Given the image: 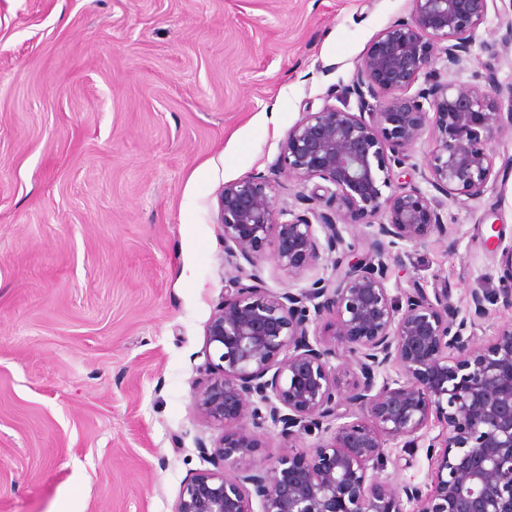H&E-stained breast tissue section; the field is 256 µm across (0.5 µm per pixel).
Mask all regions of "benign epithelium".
<instances>
[{"instance_id": "7a95c632", "label": "benign epithelium", "mask_w": 512, "mask_h": 512, "mask_svg": "<svg viewBox=\"0 0 512 512\" xmlns=\"http://www.w3.org/2000/svg\"><path fill=\"white\" fill-rule=\"evenodd\" d=\"M492 10L497 0H410L409 16L374 37L338 91L340 105L307 109L268 172L220 189L217 224L231 271L206 326L193 396L220 436L206 452L212 468L184 481L174 512H254L255 501L259 512H512V325L480 344L486 296L472 293L461 312L444 285L430 293L414 285L399 297L387 288L394 248L449 231L420 188L384 193L429 115L432 187L477 199L492 177L499 98L442 80L462 68ZM281 174L321 183L300 195L299 209L282 210ZM352 219L373 227L363 256L343 236ZM268 246L290 273L328 254L334 274L271 292L257 274ZM325 314L334 317L331 340L317 334ZM344 357L346 365H333ZM391 366L398 377L387 375ZM433 420L441 431L427 448L430 489L393 485L382 476L385 448L418 447ZM270 429L283 451L259 458L258 432Z\"/></svg>"}]
</instances>
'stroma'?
<instances>
[{"instance_id":"1","label":"stroma","mask_w":512,"mask_h":512,"mask_svg":"<svg viewBox=\"0 0 512 512\" xmlns=\"http://www.w3.org/2000/svg\"><path fill=\"white\" fill-rule=\"evenodd\" d=\"M409 0H0V512H174L219 431L193 408L205 326L229 269L224 183L267 170L306 109L350 83ZM489 15L456 83L493 73L512 111V45ZM476 200L440 197L448 237L391 263V295L486 294V342L512 246V129ZM259 263L265 288H306ZM430 424L385 450L430 483Z\"/></svg>"}]
</instances>
